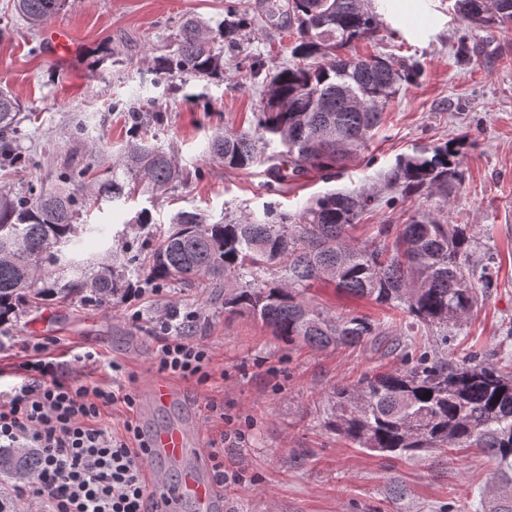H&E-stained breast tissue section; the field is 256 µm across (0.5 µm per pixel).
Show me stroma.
Returning a JSON list of instances; mask_svg holds the SVG:
<instances>
[{"label":"stroma","mask_w":512,"mask_h":512,"mask_svg":"<svg viewBox=\"0 0 512 512\" xmlns=\"http://www.w3.org/2000/svg\"><path fill=\"white\" fill-rule=\"evenodd\" d=\"M233 0H70L52 23L69 29L68 59L46 57L42 30L29 29L0 0V89L23 105L18 144L24 166L0 171V188L20 193L28 186L62 188V174L82 173L89 195L80 218L92 225L84 241L88 256L105 254L114 270L140 290L138 322L127 318L126 298L89 303L54 296L24 303L12 322L0 326V370L22 361L24 338L56 336L69 377L109 382L116 360L133 374L134 388L156 377L155 321L165 309L197 311L193 340L211 352V380L203 385L173 379L177 398L168 407L127 413L107 409L106 426L122 430L133 417L142 431L175 420L196 419L204 438L228 432L224 467L244 474L225 484V512H481L495 463L481 450L424 453L394 460L353 448L323 426L327 399L336 386L402 368L399 355L374 341L354 347L312 349L273 336L249 315L224 311L220 288H193L174 280L152 286V256L159 235L183 212L209 224L262 218L268 208L293 213L313 198L372 185L400 156L413 149L448 143L461 158L462 181L449 199L433 192L380 205L354 228L357 241L371 240L381 224H404L421 210L447 207L448 221L475 231L476 256L494 255L496 286L462 326L447 334L427 331L429 354L475 352L512 355V28H464L455 0H418L422 27L406 29L402 0H392L373 37L349 51L381 56L394 65L422 63L419 76L403 84L388 105L368 146L337 172L311 169L278 181L270 164L233 169L213 160L207 146L218 131H253L267 73L292 62V37L271 25L258 0H247L254 17L235 45L215 40L224 63L220 79L156 78L153 58L176 47V34L189 17L218 27ZM476 44L477 60L456 54L460 39ZM262 63L252 77L251 61ZM155 99L165 121L149 127L154 144L171 154L186 178L165 193L138 186L114 201L97 192L102 174L119 169L131 138L127 109L135 99ZM99 151H91V143ZM135 264H128L129 256ZM311 303L335 313H355L383 322L390 336L410 340L409 319L400 311L347 296L334 285L314 284ZM97 352L101 364L90 372L70 352ZM224 404V419L208 410ZM244 432L232 439L234 429Z\"/></svg>","instance_id":"35a3bbf8"}]
</instances>
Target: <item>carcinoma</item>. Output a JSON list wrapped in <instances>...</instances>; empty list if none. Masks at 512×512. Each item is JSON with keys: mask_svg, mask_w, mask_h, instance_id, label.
Segmentation results:
<instances>
[{"mask_svg": "<svg viewBox=\"0 0 512 512\" xmlns=\"http://www.w3.org/2000/svg\"><path fill=\"white\" fill-rule=\"evenodd\" d=\"M68 0H15L33 28L61 13ZM461 23L495 28L512 23V0H456ZM268 21L288 18L294 27L292 64L270 77L254 132L224 130L209 142L210 155L230 168L261 160L271 135L286 148L291 174L333 169L367 146L390 101L414 68L402 70L382 57L339 53L374 34L379 17L365 0H266ZM249 9L232 6L220 36L232 41L250 25ZM159 76H208L222 72L206 25L184 22L174 53L154 60ZM21 104L0 90V167L25 163L15 144ZM134 129L161 124L159 112L129 107ZM126 173L158 192L182 182L171 155L136 135L124 149ZM460 161L448 146L416 149L384 175L385 187L403 197L434 188L443 199L461 180ZM67 191L13 195L0 190V324L18 306L61 291L89 302L112 299L122 289L112 265L84 257L77 246L93 232L77 223L80 183ZM381 204L375 189L331 192L295 215L269 209L264 218L238 224H205L181 213L156 251L150 276L193 285L207 278L224 286V311L248 313L282 340L313 348L353 345L385 332L361 315H333L303 299L318 281L353 297L399 309L414 324L444 328L463 321L492 287V260H472L474 230L450 224L444 213L420 212L408 223L381 224L376 240L351 236L362 216ZM324 427L357 448L387 458L432 451L480 448L496 464L494 493L483 512H512V360L504 363L420 357L412 365L338 385ZM29 455L0 452V470L22 475Z\"/></svg>", "mask_w": 512, "mask_h": 512, "instance_id": "1", "label": "carcinoma"}]
</instances>
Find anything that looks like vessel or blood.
<instances>
[{
  "label": "vessel or blood",
  "mask_w": 512,
  "mask_h": 512,
  "mask_svg": "<svg viewBox=\"0 0 512 512\" xmlns=\"http://www.w3.org/2000/svg\"><path fill=\"white\" fill-rule=\"evenodd\" d=\"M176 391L163 379L152 380L143 399L145 409L168 406ZM154 456L178 465L175 481L158 480L155 490L161 512H222V491L203 476L206 453L199 431L172 422L156 427L148 436Z\"/></svg>",
  "instance_id": "b4317fda"
}]
</instances>
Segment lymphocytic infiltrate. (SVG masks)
<instances>
[{
    "label": "lymphocytic infiltrate",
    "instance_id": "lymphocytic-infiltrate-1",
    "mask_svg": "<svg viewBox=\"0 0 512 512\" xmlns=\"http://www.w3.org/2000/svg\"><path fill=\"white\" fill-rule=\"evenodd\" d=\"M194 313L161 320L158 373L181 379L209 380L210 352L182 329ZM53 336L23 342L27 355L0 390V448H28L36 466L17 486L18 498L40 512H157L156 493L144 466L146 437L132 421L123 433L108 430L102 410L118 403L134 407L136 394L123 364L110 362L111 383H82L64 376L49 355Z\"/></svg>",
    "mask_w": 512,
    "mask_h": 512
}]
</instances>
